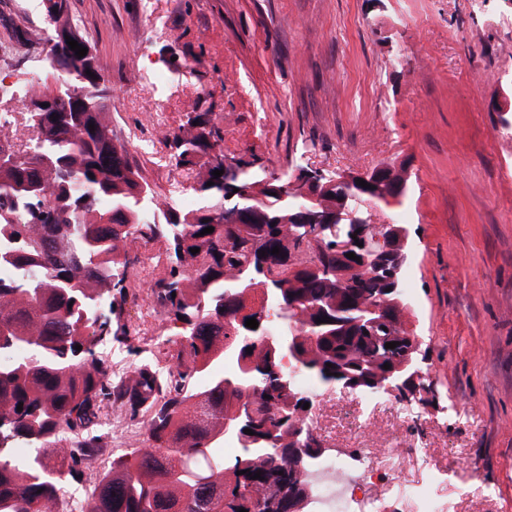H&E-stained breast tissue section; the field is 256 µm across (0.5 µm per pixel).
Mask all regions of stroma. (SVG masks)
<instances>
[{
    "label": "stroma",
    "instance_id": "1",
    "mask_svg": "<svg viewBox=\"0 0 512 512\" xmlns=\"http://www.w3.org/2000/svg\"><path fill=\"white\" fill-rule=\"evenodd\" d=\"M75 24L104 63L112 129L163 199L195 207L187 169L160 135L189 111L213 113L224 153L278 175L297 165L357 172L402 169L408 192L374 209L406 228L408 327L433 404L311 385L312 422L327 450L375 453L385 480L368 488L391 512L404 490L438 476L450 512H512V127L493 105L512 92V6L505 0H69ZM0 113L10 136H32L9 90L46 77L53 34L43 0H0ZM404 66H395L396 57ZM155 241L129 247L124 343L101 355L112 386L143 362L159 369L181 350L156 302L169 257ZM161 252L159 264L147 263ZM147 414L105 392L97 423L66 436L95 447L97 468L71 495L96 487L143 439Z\"/></svg>",
    "mask_w": 512,
    "mask_h": 512
}]
</instances>
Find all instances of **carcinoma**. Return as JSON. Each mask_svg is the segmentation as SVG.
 Returning <instances> with one entry per match:
<instances>
[{
  "label": "carcinoma",
  "instance_id": "1",
  "mask_svg": "<svg viewBox=\"0 0 512 512\" xmlns=\"http://www.w3.org/2000/svg\"><path fill=\"white\" fill-rule=\"evenodd\" d=\"M47 17L54 35L44 52L54 84H37L25 102L50 98L60 112H27L35 138L24 150L0 134V151L15 156L13 165L0 166V419L8 420L0 429V512H55L67 484L81 481L90 449L58 443L97 417L111 366L96 343L127 334L119 325L123 282L132 264L128 244L138 239L163 242L172 258L157 298L189 363L177 357L165 376L141 367L118 388L130 409L149 413L146 446L112 462L86 512H289L305 483L291 449L322 447L297 376L323 386L361 379L357 392H380L392 381L384 364L407 362L418 344L406 327L405 299L394 295L399 326L362 308L381 293L386 271L362 261L342 285L336 244L349 243L351 233L342 228L336 236L326 227L309 237L301 224L275 223L300 202L272 195L269 175L250 162H241L240 182L253 192L235 202L270 220L224 223L228 188L213 175L224 169V128L210 112L188 113L161 138L171 164L194 173L200 205L182 211L161 200L112 132L104 64L95 53L79 58L70 49L69 37L88 44L70 10ZM358 198L385 202L340 183L322 203L354 206ZM207 227L214 231L200 235ZM257 267L250 287H240ZM252 317L255 329L245 326ZM367 324L371 334L364 336ZM271 329L293 337L291 351L264 345ZM227 379L238 388L226 391ZM241 403L255 414L246 443L224 434L226 414ZM226 440L239 448L231 462ZM10 441L23 443L27 454L12 455Z\"/></svg>",
  "mask_w": 512,
  "mask_h": 512
}]
</instances>
